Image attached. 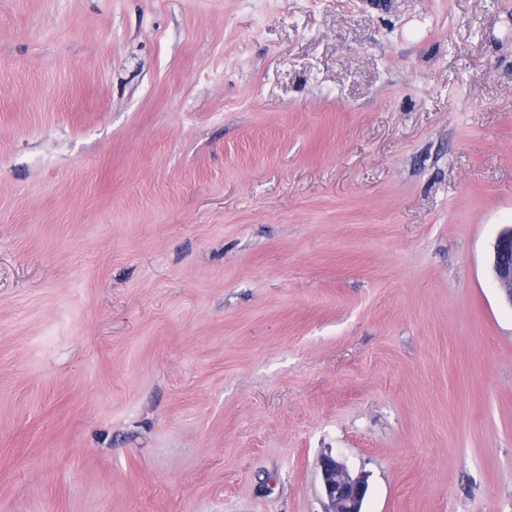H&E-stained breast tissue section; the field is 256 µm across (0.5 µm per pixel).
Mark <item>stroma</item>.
I'll use <instances>...</instances> for the list:
<instances>
[{"label":"stroma","instance_id":"1","mask_svg":"<svg viewBox=\"0 0 512 512\" xmlns=\"http://www.w3.org/2000/svg\"><path fill=\"white\" fill-rule=\"evenodd\" d=\"M512 0H0V512H512ZM491 270L503 299L512 308V227L502 231L493 244ZM320 484L328 502L326 512H363L367 478L352 476L346 465L330 453L320 460Z\"/></svg>","mask_w":512,"mask_h":512}]
</instances>
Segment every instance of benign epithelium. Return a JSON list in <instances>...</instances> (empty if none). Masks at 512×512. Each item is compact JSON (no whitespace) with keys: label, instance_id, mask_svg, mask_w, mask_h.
<instances>
[{"label":"benign epithelium","instance_id":"obj_1","mask_svg":"<svg viewBox=\"0 0 512 512\" xmlns=\"http://www.w3.org/2000/svg\"><path fill=\"white\" fill-rule=\"evenodd\" d=\"M491 270L503 299L512 306V227L502 231L493 244ZM320 484L328 502L326 512H362L369 488L367 478L352 476L330 453L320 460Z\"/></svg>","mask_w":512,"mask_h":512}]
</instances>
